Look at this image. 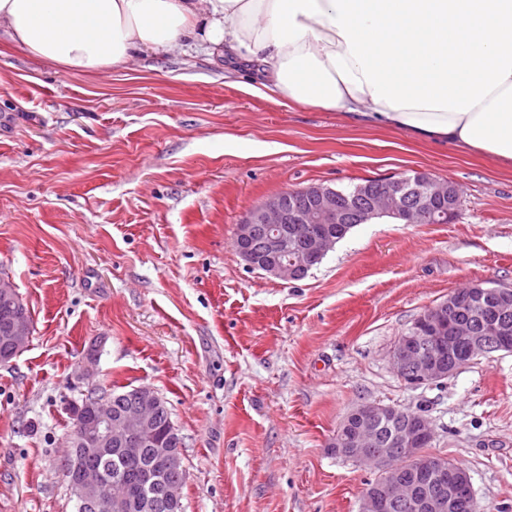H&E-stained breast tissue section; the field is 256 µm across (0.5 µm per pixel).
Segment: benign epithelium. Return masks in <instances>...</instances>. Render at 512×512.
I'll use <instances>...</instances> for the list:
<instances>
[{
  "mask_svg": "<svg viewBox=\"0 0 512 512\" xmlns=\"http://www.w3.org/2000/svg\"><path fill=\"white\" fill-rule=\"evenodd\" d=\"M461 192L454 182L440 180L429 173L418 172L413 178H385L379 185L366 186L351 199L342 198L335 188L312 183L276 193L255 208L236 226V238L245 243L252 225L268 224L272 228L268 248L271 254L282 252L286 234L299 246L294 265L273 263L266 273L286 281L298 273V268L321 258L331 247L332 237L325 230L307 234L302 224H343L344 216L354 215L355 223L365 224L378 215L393 213L407 224H444L446 218L458 211ZM293 228H288V225ZM512 290L475 284L459 293L453 291L448 299L418 317L415 330L399 337L390 353V364L397 377L412 387L439 384L462 368L494 353L511 352L506 344L493 346L488 337L475 335L466 321H449L452 312L466 302L485 324V332L499 333L507 319L508 298ZM448 321V335H437L441 322ZM32 323L23 316L16 317L7 329L8 340L16 352L28 345ZM138 405L124 415L112 414V400L106 394L91 398V414L76 421L78 440L67 437L64 447L70 449L64 460V471L70 478L77 499L87 503L95 512H112L127 507L132 500L126 484L125 470L119 468L110 475L88 463L70 467L73 450L82 447L87 456L110 452L127 464L138 459V448L150 436L149 420L159 404L158 395L143 388ZM403 410L390 405L362 402L343 419L357 422L350 440L338 439L330 452L348 454L351 460L378 471L380 481L365 490L360 512H381L387 504L407 499L417 512H453L466 505L476 510L472 483L467 471L449 464L445 457H424L417 448L422 437L433 438L435 429L427 416L413 415L406 426L396 422ZM393 426L387 447L381 448L380 427ZM403 453L418 459L409 475L398 461V447Z\"/></svg>",
  "mask_w": 512,
  "mask_h": 512,
  "instance_id": "7a95c632",
  "label": "benign epithelium"
}]
</instances>
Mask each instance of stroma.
<instances>
[{"instance_id":"1","label":"stroma","mask_w":512,"mask_h":512,"mask_svg":"<svg viewBox=\"0 0 512 512\" xmlns=\"http://www.w3.org/2000/svg\"><path fill=\"white\" fill-rule=\"evenodd\" d=\"M251 78L220 51L79 74L0 42V277L33 322L0 365V512H76L62 443L93 385L166 401L183 512H359L375 474L327 445L365 401L423 408L430 455L468 471L478 512H512V353L419 388L389 362L453 290L512 287V164ZM412 171L461 186L451 222L358 225L299 281L235 249L267 196Z\"/></svg>"}]
</instances>
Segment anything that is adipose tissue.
Here are the masks:
<instances>
[{
  "label": "adipose tissue",
  "instance_id": "obj_1",
  "mask_svg": "<svg viewBox=\"0 0 512 512\" xmlns=\"http://www.w3.org/2000/svg\"><path fill=\"white\" fill-rule=\"evenodd\" d=\"M0 34L75 72L225 45L272 96L512 162V0H0Z\"/></svg>",
  "mask_w": 512,
  "mask_h": 512
}]
</instances>
